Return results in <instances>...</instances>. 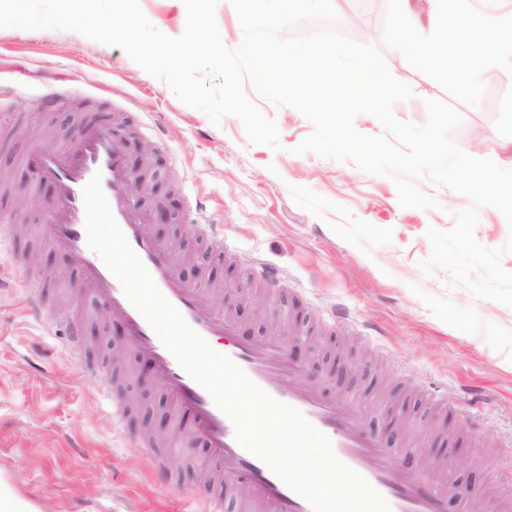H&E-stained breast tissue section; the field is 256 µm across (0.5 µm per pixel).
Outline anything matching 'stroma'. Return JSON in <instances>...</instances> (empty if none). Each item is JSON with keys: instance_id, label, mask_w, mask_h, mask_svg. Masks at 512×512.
Segmentation results:
<instances>
[{"instance_id": "stroma-1", "label": "stroma", "mask_w": 512, "mask_h": 512, "mask_svg": "<svg viewBox=\"0 0 512 512\" xmlns=\"http://www.w3.org/2000/svg\"><path fill=\"white\" fill-rule=\"evenodd\" d=\"M373 45L412 89L394 106L398 120L424 123L426 100L443 101L462 117L452 138L463 152L512 169V74L487 68L464 96L449 78L401 66L387 37ZM63 82L86 95L98 121L122 118L130 164L154 187L143 206L178 200L169 223L152 225L157 239L179 240L190 263L201 250L196 225L218 220L225 236L282 272L285 286L273 291L241 262L214 256L199 267L198 281L216 285L213 303L232 311L239 337L262 338L276 323L299 328L313 350L303 365L309 387L359 402L363 427L391 455L416 440L451 459L450 469L421 473L458 487L452 512L463 498L493 496L489 465L512 481V307L475 298L447 270L420 267L432 251L428 230L451 229L468 198L422 177L417 185L436 207H402L390 178L350 160L294 154L312 124L253 87L245 92L276 121L280 149L252 143L238 117L213 124L121 49L74 31L11 27L0 28V225L26 232L0 247L1 487L34 512H201L216 488L202 443L162 446L171 475H156L153 451L140 443L143 423H174L175 408L147 377L150 363L117 340L118 320L73 288L67 254L39 238L54 188L27 154L73 140L77 126L69 104L38 112L32 103ZM21 269L53 276L49 313L79 320L84 364L31 314L45 291L19 278ZM337 308L346 323L333 328ZM117 356L139 383L108 397L88 372ZM338 365L348 370L343 383L320 381ZM428 382L456 411L427 412L419 394Z\"/></svg>"}]
</instances>
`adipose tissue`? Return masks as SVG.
<instances>
[{
    "label": "adipose tissue",
    "instance_id": "1",
    "mask_svg": "<svg viewBox=\"0 0 512 512\" xmlns=\"http://www.w3.org/2000/svg\"><path fill=\"white\" fill-rule=\"evenodd\" d=\"M387 36L404 65L453 72L472 91L487 66L512 73V0H396Z\"/></svg>",
    "mask_w": 512,
    "mask_h": 512
}]
</instances>
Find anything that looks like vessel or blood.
<instances>
[{
	"label": "vessel or blood",
	"instance_id": "vessel-or-blood-1",
	"mask_svg": "<svg viewBox=\"0 0 512 512\" xmlns=\"http://www.w3.org/2000/svg\"><path fill=\"white\" fill-rule=\"evenodd\" d=\"M30 162L56 189L50 220L42 230L45 240L69 253L77 265L76 288L91 294L119 318L126 343L134 354L151 359L179 416L200 433L223 474L224 485L244 479L253 487V512H312L309 502L291 490L259 458L235 439L230 419L217 408L209 393L196 383L163 345L146 319L126 298L120 282L101 257L89 248L85 230L83 189L93 176L101 186L111 213L156 286L205 341L224 337V355L275 399L298 409L331 441L335 455L362 475L388 501L392 512H448V494L417 474L393 465L387 448L360 433L358 407L349 399L322 400L305 388L301 367L288 361L280 336L263 341H237L235 320L213 305L205 286H185L172 272L170 244L155 239L147 226V212L136 191V178L116 128L87 119L80 123L74 143L54 150L36 149ZM197 236L220 256L240 258L237 245L214 224H201ZM248 267L255 280L278 288L283 278L276 268L259 259Z\"/></svg>",
	"mask_w": 512,
	"mask_h": 512
}]
</instances>
